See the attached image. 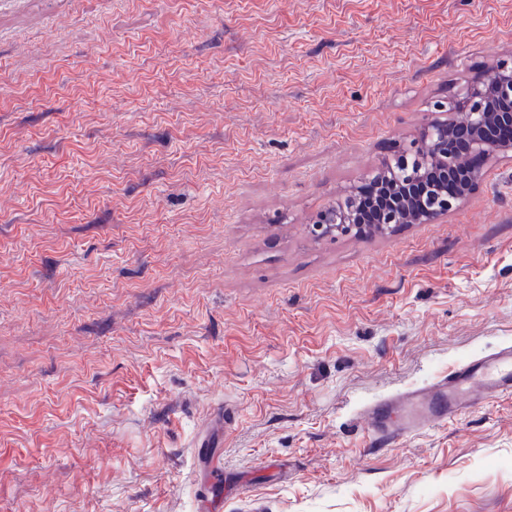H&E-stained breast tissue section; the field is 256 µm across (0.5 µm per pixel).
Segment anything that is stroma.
<instances>
[{"instance_id": "1", "label": "stroma", "mask_w": 512, "mask_h": 512, "mask_svg": "<svg viewBox=\"0 0 512 512\" xmlns=\"http://www.w3.org/2000/svg\"><path fill=\"white\" fill-rule=\"evenodd\" d=\"M512 63V0H0V512H512V157L432 224L327 208ZM506 394H512V345L457 367L447 378L427 388L374 402L367 407L365 416L375 436L393 441L456 417L464 401L474 404Z\"/></svg>"}]
</instances>
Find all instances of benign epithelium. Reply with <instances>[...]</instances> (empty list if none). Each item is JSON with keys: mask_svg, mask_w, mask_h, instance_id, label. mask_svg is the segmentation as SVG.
<instances>
[{"mask_svg": "<svg viewBox=\"0 0 512 512\" xmlns=\"http://www.w3.org/2000/svg\"><path fill=\"white\" fill-rule=\"evenodd\" d=\"M461 110L446 122L426 125L410 146L400 152L401 165L410 168L414 159H425L434 165L390 185L394 202L379 214L381 231L396 224H431L455 209L479 184L481 171L469 162L471 157L493 160L512 152V144L497 141L500 130L512 129V67L503 63L493 66L485 75L469 83L458 103ZM430 187L454 183L462 188L458 194L442 196L439 207L429 208L411 193L419 183ZM359 226L346 218L340 224H316L319 236L334 231L351 233Z\"/></svg>", "mask_w": 512, "mask_h": 512, "instance_id": "1", "label": "benign epithelium"}]
</instances>
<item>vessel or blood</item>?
Wrapping results in <instances>:
<instances>
[{
    "mask_svg": "<svg viewBox=\"0 0 512 512\" xmlns=\"http://www.w3.org/2000/svg\"><path fill=\"white\" fill-rule=\"evenodd\" d=\"M512 394V345L457 367L447 378L370 404L372 433L392 441L460 414L463 403Z\"/></svg>",
    "mask_w": 512,
    "mask_h": 512,
    "instance_id": "vessel-or-blood-1",
    "label": "vessel or blood"
}]
</instances>
